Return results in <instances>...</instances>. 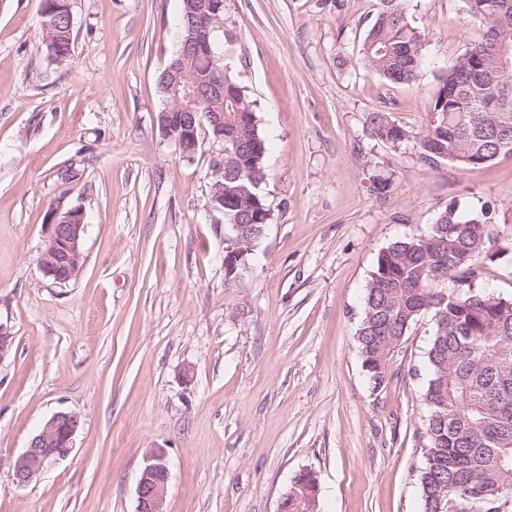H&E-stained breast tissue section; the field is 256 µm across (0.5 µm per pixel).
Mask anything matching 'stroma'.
I'll return each mask as SVG.
<instances>
[{
	"label": "stroma",
	"instance_id": "1",
	"mask_svg": "<svg viewBox=\"0 0 512 512\" xmlns=\"http://www.w3.org/2000/svg\"><path fill=\"white\" fill-rule=\"evenodd\" d=\"M73 55L55 60L43 0H0V512H137L150 450L167 512H277L303 469L320 512H423L422 316L372 391L355 344L379 252L454 202L489 208L479 287L512 298V157L429 166L414 141L372 134L388 113L429 123L431 72L478 39L460 0H408L424 76L356 65L376 0H224L229 59L268 142L273 211L243 287L224 286V217L207 209L224 149L165 139L158 78L179 45L180 0H68ZM387 189H380L383 178ZM87 224L80 275L39 265L58 208ZM75 448L29 485L13 464L55 413Z\"/></svg>",
	"mask_w": 512,
	"mask_h": 512
}]
</instances>
